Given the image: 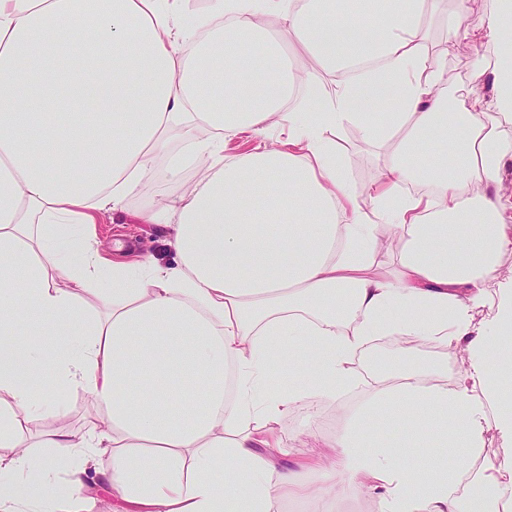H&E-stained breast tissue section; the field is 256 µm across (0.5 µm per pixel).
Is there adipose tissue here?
I'll return each mask as SVG.
<instances>
[{
	"label": "adipose tissue",
	"mask_w": 512,
	"mask_h": 512,
	"mask_svg": "<svg viewBox=\"0 0 512 512\" xmlns=\"http://www.w3.org/2000/svg\"><path fill=\"white\" fill-rule=\"evenodd\" d=\"M296 2L210 0L189 27L184 0H0V512H60L102 485L138 512H273L334 488L375 496L379 512H501L495 473L463 499L456 479L488 424L512 444V280L497 271L512 245L498 190L512 6L492 0L474 30L455 0L448 41L494 50L464 89L491 83L486 108L463 112L428 50L426 0ZM89 41L109 66L89 64ZM291 43L316 67L292 71ZM275 116L286 147L225 156L226 136ZM348 124L386 151L366 208L334 139ZM421 142L451 159L427 194L410 190ZM158 179L170 189L140 216L168 228L173 261L102 255L99 218ZM382 336L408 358L456 342L467 362L376 376L332 439L335 461L279 466V424L357 388ZM285 361L303 383L278 392ZM77 389L98 425L46 431L32 453L29 424ZM378 412L444 449L433 474L371 426ZM318 470L323 484L308 483Z\"/></svg>",
	"instance_id": "ef3b65f1"
}]
</instances>
